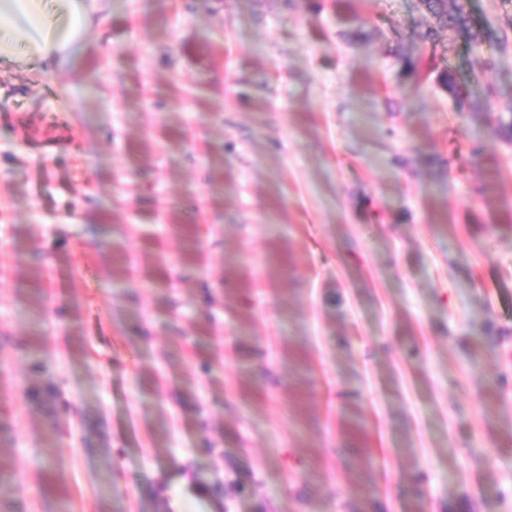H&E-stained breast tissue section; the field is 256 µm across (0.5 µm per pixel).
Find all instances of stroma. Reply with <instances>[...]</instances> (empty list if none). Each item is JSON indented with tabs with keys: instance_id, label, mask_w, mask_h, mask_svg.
<instances>
[{
	"instance_id": "stroma-1",
	"label": "stroma",
	"mask_w": 512,
	"mask_h": 512,
	"mask_svg": "<svg viewBox=\"0 0 512 512\" xmlns=\"http://www.w3.org/2000/svg\"><path fill=\"white\" fill-rule=\"evenodd\" d=\"M458 2L109 0L0 61V512H512V0ZM427 7L431 14H433L444 27L448 28V31H468L469 20L462 6L456 5L452 11L448 12L446 0H434L428 1Z\"/></svg>"
}]
</instances>
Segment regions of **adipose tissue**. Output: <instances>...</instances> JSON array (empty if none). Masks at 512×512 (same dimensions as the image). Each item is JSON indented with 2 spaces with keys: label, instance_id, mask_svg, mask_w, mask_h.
I'll use <instances>...</instances> for the list:
<instances>
[{
  "label": "adipose tissue",
  "instance_id": "ef3b65f1",
  "mask_svg": "<svg viewBox=\"0 0 512 512\" xmlns=\"http://www.w3.org/2000/svg\"><path fill=\"white\" fill-rule=\"evenodd\" d=\"M47 0H0V59L13 58L16 41L39 60L57 67L74 61L83 34L104 20V0H61V12L46 11Z\"/></svg>",
  "mask_w": 512,
  "mask_h": 512
}]
</instances>
